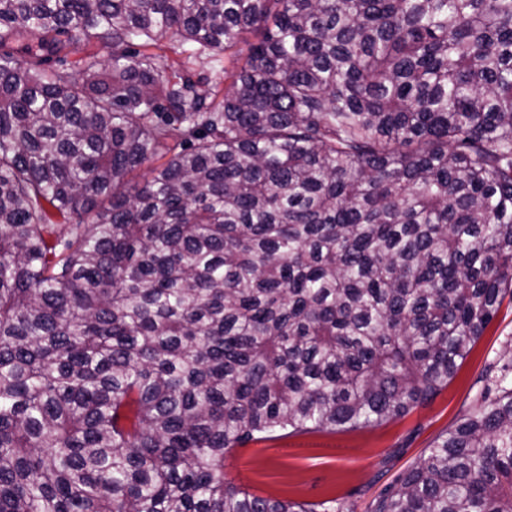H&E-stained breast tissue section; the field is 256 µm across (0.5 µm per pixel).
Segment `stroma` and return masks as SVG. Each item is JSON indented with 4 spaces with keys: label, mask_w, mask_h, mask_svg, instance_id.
I'll use <instances>...</instances> for the list:
<instances>
[{
    "label": "stroma",
    "mask_w": 512,
    "mask_h": 512,
    "mask_svg": "<svg viewBox=\"0 0 512 512\" xmlns=\"http://www.w3.org/2000/svg\"><path fill=\"white\" fill-rule=\"evenodd\" d=\"M512 340V302L431 402L383 425L357 430L280 431L224 459V476L247 492L303 506L334 501L338 512H369L373 499L480 404L484 376Z\"/></svg>",
    "instance_id": "35a3bbf8"
}]
</instances>
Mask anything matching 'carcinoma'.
Returning a JSON list of instances; mask_svg holds the SVG:
<instances>
[{
    "label": "carcinoma",
    "instance_id": "1",
    "mask_svg": "<svg viewBox=\"0 0 512 512\" xmlns=\"http://www.w3.org/2000/svg\"><path fill=\"white\" fill-rule=\"evenodd\" d=\"M507 295L512 0H0V512H317L224 456L432 401ZM485 382L370 512H512ZM165 52L169 59L174 62V69L178 70L181 74L190 76L193 80L199 78H211L217 69L222 66L224 68V55H218L214 59L207 60H186L183 56L174 54L169 49L170 42L165 43Z\"/></svg>",
    "mask_w": 512,
    "mask_h": 512
}]
</instances>
